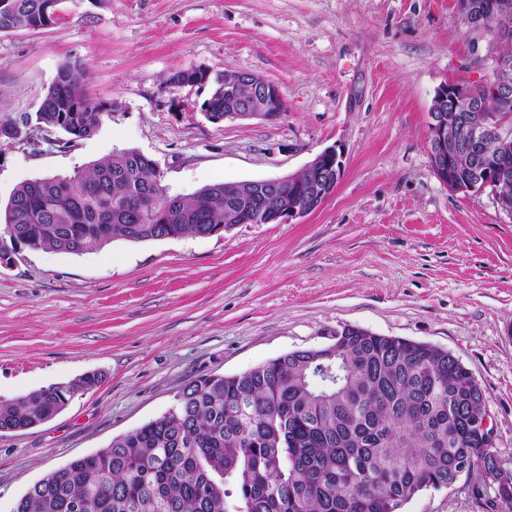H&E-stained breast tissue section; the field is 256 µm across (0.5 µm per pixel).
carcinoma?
Returning <instances> with one entry per match:
<instances>
[{
    "label": "carcinoma",
    "mask_w": 512,
    "mask_h": 512,
    "mask_svg": "<svg viewBox=\"0 0 512 512\" xmlns=\"http://www.w3.org/2000/svg\"><path fill=\"white\" fill-rule=\"evenodd\" d=\"M45 0H0V32L55 22ZM86 70L62 64L36 113L70 148L94 135L105 109L84 86ZM473 99L512 131L491 85ZM224 114V92L204 102ZM153 160L124 149L69 178L21 183L4 210L0 259L20 246L80 255L115 239L206 236L234 224L220 182L191 197L161 184ZM11 246H6L4 237ZM86 373L11 400L0 399V433L19 432L98 386ZM485 391L445 351L370 331L333 354L296 350L236 375L187 384L162 416L36 482L14 512H401L427 489L446 488L465 461L492 474L496 450L468 426Z\"/></svg>",
    "instance_id": "obj_1"
}]
</instances>
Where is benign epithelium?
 Wrapping results in <instances>:
<instances>
[{
	"label": "benign epithelium",
	"instance_id": "obj_1",
	"mask_svg": "<svg viewBox=\"0 0 512 512\" xmlns=\"http://www.w3.org/2000/svg\"><path fill=\"white\" fill-rule=\"evenodd\" d=\"M457 10L474 46H482L484 56L496 59V68L490 83L494 84L496 98L502 111L512 108V58L500 53L504 42L512 40V0H499L495 8L487 11L479 0H457ZM224 90L230 96V104L224 118L244 120L260 118L275 120L285 112V102L279 87L263 76L245 70H226L221 75ZM252 89L250 97L237 96L240 87ZM472 97L469 87L447 83L441 86L431 106L429 126V148L434 170L439 179L452 192H469L485 188L493 181L512 177V168L506 164L512 154V134L484 122L481 109L472 106L471 114L460 115V105ZM453 127L458 135L448 139V128ZM496 143V151L486 149L488 141ZM473 165L472 176L466 180L448 176V166L462 162ZM342 161L334 148L317 154L304 167L307 181L300 175L251 180L235 185L228 193L230 207L237 213L241 224L285 223L301 218L312 212L302 204V195L315 198L323 203L336 189ZM276 197L274 206L255 208L253 200L259 197ZM473 426L483 436L485 443L494 446V430L489 413H484ZM495 477L490 487L512 482V459L499 457Z\"/></svg>",
	"mask_w": 512,
	"mask_h": 512
}]
</instances>
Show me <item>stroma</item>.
Returning a JSON list of instances; mask_svg holds the SVG:
<instances>
[{
  "mask_svg": "<svg viewBox=\"0 0 512 512\" xmlns=\"http://www.w3.org/2000/svg\"><path fill=\"white\" fill-rule=\"evenodd\" d=\"M39 30L0 33V207L38 175H70L121 149L154 160L169 194L302 171L333 147L335 191L286 224L112 241L81 255L0 260V399L89 371L101 384L52 419L0 435V512L37 481L155 419L183 387L357 326L451 351L486 391L495 447L512 454V215L494 191L455 194L429 155L444 83H485L455 0H60ZM88 69L105 105L69 149L36 113L59 67ZM256 72L274 122L207 117L210 85L175 72ZM420 492L402 512H485L468 487Z\"/></svg>",
  "mask_w": 512,
  "mask_h": 512,
  "instance_id": "1",
  "label": "stroma"
}]
</instances>
